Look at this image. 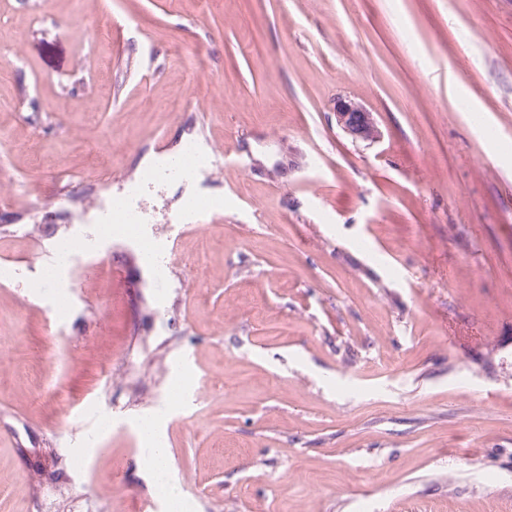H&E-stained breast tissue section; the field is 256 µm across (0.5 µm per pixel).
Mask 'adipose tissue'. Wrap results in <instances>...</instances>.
Segmentation results:
<instances>
[{
	"instance_id": "adipose-tissue-1",
	"label": "adipose tissue",
	"mask_w": 512,
	"mask_h": 512,
	"mask_svg": "<svg viewBox=\"0 0 512 512\" xmlns=\"http://www.w3.org/2000/svg\"><path fill=\"white\" fill-rule=\"evenodd\" d=\"M142 461L153 476L154 483L167 500L171 512H182L184 492L174 476L171 458L166 448L162 419L152 416L139 429Z\"/></svg>"
}]
</instances>
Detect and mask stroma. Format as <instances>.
<instances>
[{"label":"stroma","mask_w":512,"mask_h":512,"mask_svg":"<svg viewBox=\"0 0 512 512\" xmlns=\"http://www.w3.org/2000/svg\"><path fill=\"white\" fill-rule=\"evenodd\" d=\"M190 139L160 278L76 209ZM16 333L0 512H167L152 413L186 512H512V0H0ZM334 115L337 125L354 141L371 144L382 136L372 112L354 100L339 99ZM146 426H143V423ZM142 423V424H141ZM142 443V462L153 476L154 484L167 500L172 512H183L184 492L174 476L171 458L166 447L162 417L153 415L138 422Z\"/></svg>","instance_id":"1"}]
</instances>
